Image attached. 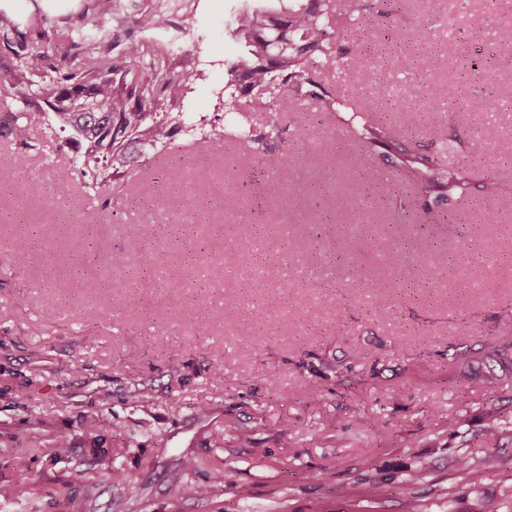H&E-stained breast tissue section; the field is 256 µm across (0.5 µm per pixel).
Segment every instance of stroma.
<instances>
[{
    "label": "stroma",
    "mask_w": 512,
    "mask_h": 512,
    "mask_svg": "<svg viewBox=\"0 0 512 512\" xmlns=\"http://www.w3.org/2000/svg\"><path fill=\"white\" fill-rule=\"evenodd\" d=\"M88 2L0 9L16 15L30 52L60 53L79 39L70 21ZM454 2L379 0L363 14L374 39L361 57L338 17L329 47L342 74L323 81L359 115L471 161L475 180L496 178L497 198L473 189L434 204L443 219L432 223L390 161L377 160L382 178L361 196L362 151L347 124L311 108L309 86L244 97L225 113L224 74L241 51L232 22L267 0H113L99 28L116 58L151 41L143 13L161 6L172 19L180 47L167 65L197 73L174 109L201 136L176 134L158 154L129 145L128 203L114 209L82 187L64 203L43 196L57 170L78 163L70 129L48 122L28 149L0 137V488L12 491L0 512H482L512 502V363L496 354L512 322V0ZM34 13L53 41L28 25ZM376 81L399 111L375 95ZM270 104L291 153L307 156L284 182L267 176L276 155L259 165L239 140L206 136L218 123L260 127ZM441 123L447 141L431 142ZM175 166L185 181L169 179ZM244 183L249 196L226 214L225 194ZM22 251L27 265L12 268ZM120 252L144 262L113 269ZM351 260L365 265L370 292L346 285ZM420 261L440 263L438 280L420 279ZM474 264L485 269L477 287L466 280ZM76 272L88 287L59 296L52 279ZM149 272L163 283L147 291ZM398 274L407 287L389 289ZM168 279L181 285L176 317ZM129 307L139 324L126 322ZM464 324L474 336L460 357ZM273 379L287 400L272 396ZM143 389L148 402L133 404ZM365 413L384 422L375 435ZM492 416L500 429L487 444ZM101 417L117 432L92 429ZM58 433L72 442L61 456ZM464 455L493 467L464 476ZM221 471L233 485L214 487ZM185 483L214 491L174 498ZM375 484L389 495L369 497Z\"/></svg>",
    "instance_id": "1"
}]
</instances>
